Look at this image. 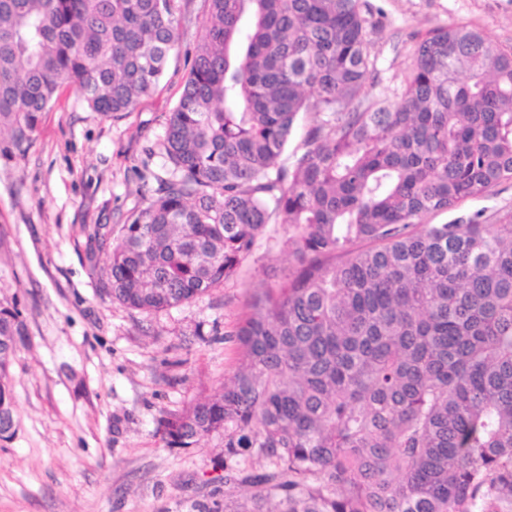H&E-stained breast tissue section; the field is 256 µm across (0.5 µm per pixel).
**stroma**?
Masks as SVG:
<instances>
[{
	"instance_id": "35a3bbf8",
	"label": "stroma",
	"mask_w": 512,
	"mask_h": 512,
	"mask_svg": "<svg viewBox=\"0 0 512 512\" xmlns=\"http://www.w3.org/2000/svg\"><path fill=\"white\" fill-rule=\"evenodd\" d=\"M379 24L376 95L399 89L414 41L465 24L512 45V0H366ZM187 69L170 56L159 86L130 112L103 116L77 86L60 88L25 157L0 155V304L17 305L27 346L11 368L20 426L0 441V512H198L248 498L225 489L220 450L171 448L163 413L210 395L239 366L235 336L253 292L288 271L294 230L271 224L238 277L212 295L148 313L110 301L93 275L89 235L144 207L163 160L149 155Z\"/></svg>"
}]
</instances>
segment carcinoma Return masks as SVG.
<instances>
[{"instance_id": "1", "label": "carcinoma", "mask_w": 512, "mask_h": 512, "mask_svg": "<svg viewBox=\"0 0 512 512\" xmlns=\"http://www.w3.org/2000/svg\"><path fill=\"white\" fill-rule=\"evenodd\" d=\"M164 174L92 270L162 312L233 278L269 224L294 263L255 293L239 368L158 420L172 448L217 436L224 484L202 512H504L512 507V209L429 219L512 183V48L467 26L416 42L396 100L364 0H206ZM183 0H0L3 149L28 153L61 86L130 112L180 53ZM303 151L277 164L299 114ZM0 306V403L25 345ZM265 462L260 468L252 459Z\"/></svg>"}]
</instances>
